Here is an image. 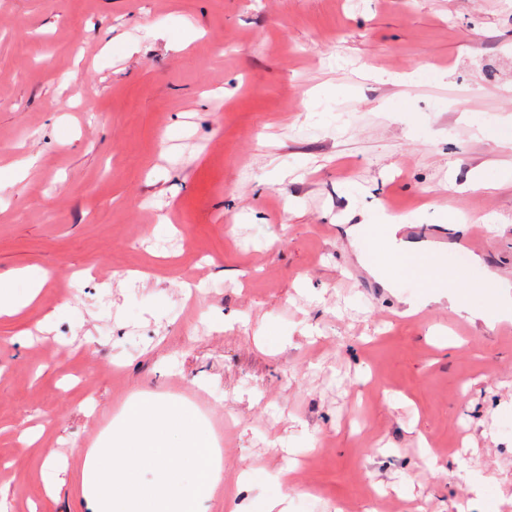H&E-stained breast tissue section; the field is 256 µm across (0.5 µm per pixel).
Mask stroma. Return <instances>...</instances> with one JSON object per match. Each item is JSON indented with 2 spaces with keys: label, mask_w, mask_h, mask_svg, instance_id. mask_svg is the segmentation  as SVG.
Masks as SVG:
<instances>
[{
  "label": "stroma",
  "mask_w": 512,
  "mask_h": 512,
  "mask_svg": "<svg viewBox=\"0 0 512 512\" xmlns=\"http://www.w3.org/2000/svg\"><path fill=\"white\" fill-rule=\"evenodd\" d=\"M9 166L0 278L48 274L0 318L9 512H87L74 449L130 398L222 432L205 512H262L286 469L290 512H512V339L442 346L447 289L408 316L348 233L396 207L456 250L483 222L512 281V185L463 187L512 169V0H0Z\"/></svg>",
  "instance_id": "35a3bbf8"
}]
</instances>
